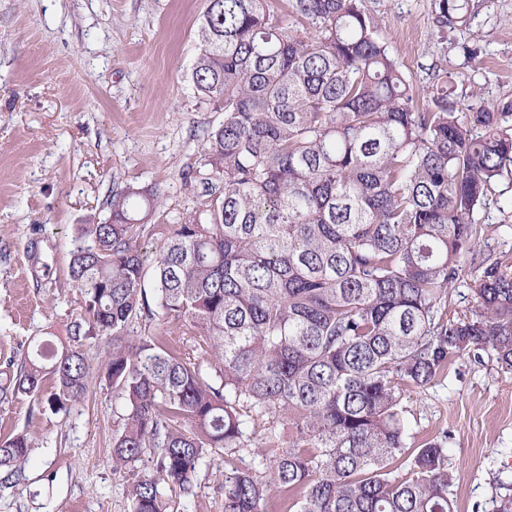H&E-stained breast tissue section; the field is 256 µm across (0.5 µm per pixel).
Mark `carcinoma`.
Segmentation results:
<instances>
[{"mask_svg":"<svg viewBox=\"0 0 512 512\" xmlns=\"http://www.w3.org/2000/svg\"><path fill=\"white\" fill-rule=\"evenodd\" d=\"M267 2L207 0L191 79L224 122L199 202L155 252L152 291L136 238L159 193L128 186L111 220L80 226L70 343L43 336L7 361L0 404L69 411L89 387L82 341L110 342L104 378L125 401L112 471L156 459L128 512H168L166 488L195 496L217 451L224 512H264L275 493L285 512H456L448 449L408 444L402 399L464 355L512 370L511 267L486 265L472 315L448 317L475 215L512 167V105L461 110L455 77L437 71L418 106L361 0H290L312 34ZM471 6L438 0L437 23L465 25ZM139 318L195 332L181 349L132 334ZM35 445L25 430L0 440V496L28 480ZM400 458L404 480L391 477Z\"/></svg>","mask_w":512,"mask_h":512,"instance_id":"obj_1","label":"carcinoma"}]
</instances>
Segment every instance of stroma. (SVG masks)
<instances>
[{
    "instance_id": "stroma-1",
    "label": "stroma",
    "mask_w": 512,
    "mask_h": 512,
    "mask_svg": "<svg viewBox=\"0 0 512 512\" xmlns=\"http://www.w3.org/2000/svg\"><path fill=\"white\" fill-rule=\"evenodd\" d=\"M469 25L440 26L436 0H363L406 76L427 97L433 71L457 94L512 102V0H472ZM206 0H0V370L35 336H69L82 296L68 273L78 228L105 222L115 192L156 188L155 216L137 244L146 258L196 200L208 133L224 112L191 81ZM469 274L512 265V172L480 207ZM84 403L42 411L21 397L0 406V439L29 430V480L0 512H127L152 456L113 472L124 401L103 379V353ZM412 441L444 440L458 512H496L512 497V372L492 356L449 363L435 384L406 392ZM224 459L203 466L192 499L169 491L173 512H224Z\"/></svg>"
}]
</instances>
